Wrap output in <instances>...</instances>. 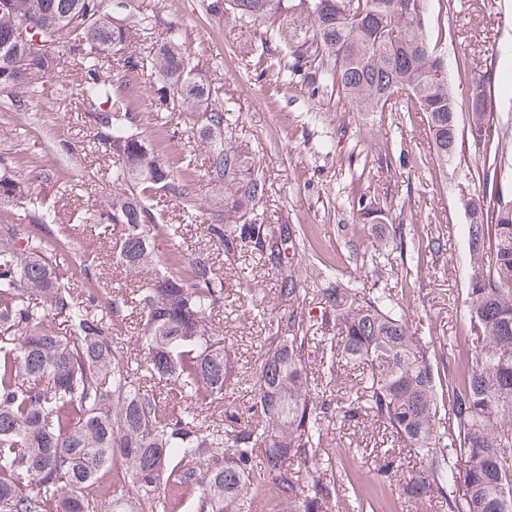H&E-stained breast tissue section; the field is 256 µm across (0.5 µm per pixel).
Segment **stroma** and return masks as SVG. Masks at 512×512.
<instances>
[{
	"mask_svg": "<svg viewBox=\"0 0 512 512\" xmlns=\"http://www.w3.org/2000/svg\"><path fill=\"white\" fill-rule=\"evenodd\" d=\"M150 17L154 39L178 27L193 57L197 76L212 87L216 103L228 109L236 123L237 146L249 161L269 177L270 191L259 210L263 224H291L305 230L310 245L300 271L308 280L319 278L320 260L343 253L338 234L342 224H357L365 244L372 245L392 225L426 224L443 235L448 267L423 285V297L413 308L419 331L446 342L464 337L462 307L458 301L470 274L464 227L465 205L476 192L460 169H449L445 179L423 177L405 187L403 177L376 167L353 177L350 162H362L378 152L392 158L428 154L420 117L390 118L385 112H347L336 94L309 95L300 86H279L271 71L247 67L253 45L262 32L212 8L213 0H136ZM498 10L497 34L486 35L483 0H457L449 14V28L460 39L447 45L448 78L457 100L467 88L455 63L463 51H484L494 61L493 90L499 111L512 113V0H492ZM60 73L45 85L28 109L0 106V155L12 159L16 175L32 179L34 191L44 194L42 173L70 184L65 195L54 196L59 223L43 234L57 259L69 263L74 255L93 258L88 274L75 275V288L113 290L130 288L123 267L112 257L122 228L101 233L82 221L83 212L100 192L111 189V163L103 152L91 149V135L80 121L82 71L62 58ZM154 80L143 75L136 85L120 86L118 100L136 114L139 127L151 139L162 138L160 155L174 161L192 135L189 114L166 112L153 103ZM396 191L391 210L357 219L351 203L360 195ZM213 329L227 336L240 360L255 362L261 354V330L247 308L224 310L210 319ZM336 488L340 501L369 512H439L430 503H414L396 489L378 493L373 484L383 463L385 445L365 424H344L333 432Z\"/></svg>",
	"mask_w": 512,
	"mask_h": 512,
	"instance_id": "stroma-1",
	"label": "stroma"
}]
</instances>
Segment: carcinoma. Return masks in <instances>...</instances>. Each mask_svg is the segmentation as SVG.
<instances>
[{
    "instance_id": "carcinoma-1",
    "label": "carcinoma",
    "mask_w": 512,
    "mask_h": 512,
    "mask_svg": "<svg viewBox=\"0 0 512 512\" xmlns=\"http://www.w3.org/2000/svg\"><path fill=\"white\" fill-rule=\"evenodd\" d=\"M427 2L224 0V12L264 29L254 56L284 84L297 80L312 96L331 87L358 112L420 114L432 150L399 160L408 172L437 173L465 159L464 177L478 192L467 201L464 365L454 344L413 327L410 307L430 274L420 256L447 266L444 240L417 224L397 226L392 286L390 253L365 245L351 224L341 227L347 259L374 273L378 287L340 285L336 266L324 262L327 287L314 290L288 268L278 310L254 313L268 332L263 354L240 364L209 326L224 307L211 254L202 249L174 265L158 256L163 242L178 248L183 231L164 223L151 198L175 202L188 224L199 218L192 152L161 159L136 115L111 110L107 70L120 68L127 86L150 72L159 109L194 120L208 155L204 177L224 190L206 232L224 247L226 265L248 254L291 264L305 256V234L257 223L268 182L233 146L228 113L196 78L182 32L154 41L149 17L118 18L106 0H0V88L17 95L18 107L44 91L60 53L84 73L81 118L112 161V189L96 196L85 221L121 225L115 258L136 283L107 299L73 288L86 267L57 262L42 235L15 224L18 209L45 228L58 223L55 210L33 199L29 180L0 157V512H252L258 501L267 512H339L334 461L323 448L331 420L365 417L425 464L406 477L400 456L385 457L380 491L397 478L407 498L445 512H512V498L502 497L512 492V193L503 185L512 115L497 110L491 57L460 56L469 94L456 100L441 58L458 34L442 15H428ZM392 207L391 196L362 195L356 213ZM312 290L323 302L316 319L304 309ZM135 309L132 349L114 332ZM343 362L360 388L339 373ZM214 403L218 418L209 414Z\"/></svg>"
}]
</instances>
